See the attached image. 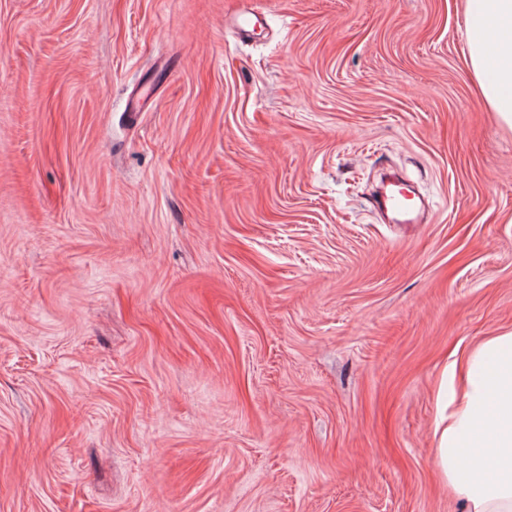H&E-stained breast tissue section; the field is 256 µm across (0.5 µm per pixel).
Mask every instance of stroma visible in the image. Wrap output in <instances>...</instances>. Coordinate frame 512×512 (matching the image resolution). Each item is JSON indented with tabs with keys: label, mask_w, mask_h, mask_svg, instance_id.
<instances>
[{
	"label": "stroma",
	"mask_w": 512,
	"mask_h": 512,
	"mask_svg": "<svg viewBox=\"0 0 512 512\" xmlns=\"http://www.w3.org/2000/svg\"><path fill=\"white\" fill-rule=\"evenodd\" d=\"M464 40V0H0V512H463L435 391L512 330ZM396 189L386 188L378 198V206L386 213L390 212L392 222L396 224H417L418 213L415 202L416 193L403 183L393 184Z\"/></svg>",
	"instance_id": "stroma-1"
}]
</instances>
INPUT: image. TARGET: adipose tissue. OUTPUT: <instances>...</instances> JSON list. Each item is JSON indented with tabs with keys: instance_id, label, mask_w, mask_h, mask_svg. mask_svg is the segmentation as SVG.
<instances>
[{
	"instance_id": "ef3b65f1",
	"label": "adipose tissue",
	"mask_w": 512,
	"mask_h": 512,
	"mask_svg": "<svg viewBox=\"0 0 512 512\" xmlns=\"http://www.w3.org/2000/svg\"><path fill=\"white\" fill-rule=\"evenodd\" d=\"M462 51L480 93L512 127V0H465ZM434 462L466 512H512V332L454 357L436 395Z\"/></svg>"
}]
</instances>
